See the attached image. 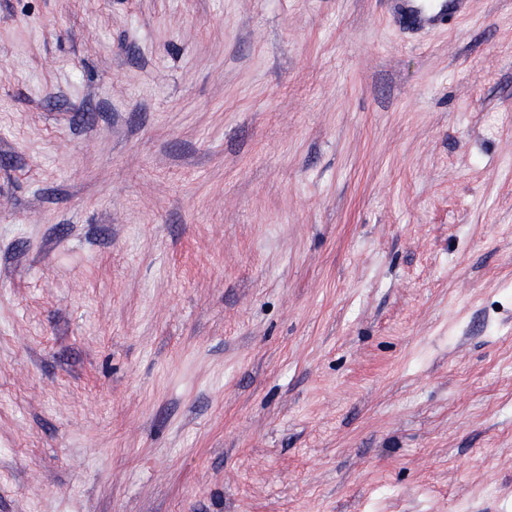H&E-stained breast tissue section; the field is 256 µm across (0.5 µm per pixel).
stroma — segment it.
Listing matches in <instances>:
<instances>
[{
    "mask_svg": "<svg viewBox=\"0 0 512 512\" xmlns=\"http://www.w3.org/2000/svg\"><path fill=\"white\" fill-rule=\"evenodd\" d=\"M0 512H512V0H0ZM399 17L415 31L438 29L453 18L465 14L468 0H439L437 5H424L419 0H396Z\"/></svg>",
    "mask_w": 512,
    "mask_h": 512,
    "instance_id": "1",
    "label": "stroma"
}]
</instances>
